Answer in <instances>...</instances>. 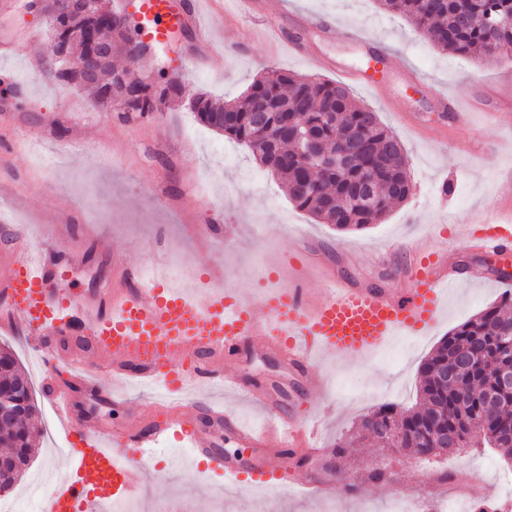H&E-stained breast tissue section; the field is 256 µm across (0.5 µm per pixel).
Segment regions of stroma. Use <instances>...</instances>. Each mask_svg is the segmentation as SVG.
<instances>
[{"mask_svg": "<svg viewBox=\"0 0 512 512\" xmlns=\"http://www.w3.org/2000/svg\"><path fill=\"white\" fill-rule=\"evenodd\" d=\"M261 2L259 14L251 13L244 0H220L213 7L211 21L220 37L204 63L195 61L197 47L190 34L150 50L137 65L140 75L151 80L179 77L183 95L143 117L118 120L73 86L31 77L29 89L41 99V107L31 111L17 99L0 109V137L22 143L18 152L0 154V208L14 220L10 226L0 223V252L8 246L11 226L25 227L32 236L43 220L62 226V243L73 250L72 271L62 286L75 304L110 287L113 264L162 266L175 256L194 262L199 273L215 268L226 287L248 296L260 294L261 278L287 288L299 275L319 295L333 276L358 286L407 287L409 256L399 243L423 238L429 225H442L456 240L450 258L461 262L466 273L446 294V311L426 335L400 337L390 352L324 358V386L310 393L299 373L271 350L257 346L243 358L240 371L253 381L276 385L281 412H296L303 422L318 421V436L329 448L383 403L415 405L420 368L429 352L505 291L490 270L497 255L472 253L465 230L490 202L497 174L512 171V99L500 91L498 65L441 52L378 0ZM26 4L17 0L15 10L0 12V42L10 40L20 27L33 34L12 55L0 56V98L11 93L12 71L23 69L30 57L47 54L49 29L45 20L28 13ZM324 14L335 18L337 29L384 44V89L355 83L351 90L398 136L413 183L406 202L360 231H338L297 208L277 177L241 145L225 156L227 138L201 123L189 105L201 91L227 102L237 99L255 78L273 70L336 82L339 68L366 67L363 48L321 37L312 21ZM274 21L302 39L307 56L293 55L287 43L268 40L267 27ZM441 90L464 93L473 114L470 126L451 130L436 112L433 95ZM204 207L220 215L221 235L192 233L187 217ZM298 248L311 254L299 275L286 266L290 251ZM4 345L18 358L36 396L31 460L20 479L0 492L2 501L25 502L34 489H48L47 475L67 464L53 446L54 413L46 398L63 376L40 372L37 353L21 334L0 333ZM121 394L125 405L118 408L75 393L74 411L119 432L139 423L143 408L158 399L156 388L139 384ZM375 466L385 469L383 482L369 481ZM146 468L147 502L186 512H266L270 505L277 512H391L404 493L417 512H431L463 487L490 498H512V484L498 480L512 463L494 448L425 460L370 445L337 465L326 458L298 462L292 479L320 476L334 483L332 497L297 489L256 494L230 483L208 501H197L191 493L206 485L203 464L190 449L168 444L149 451ZM442 472L452 473L453 482L440 481Z\"/></svg>", "mask_w": 512, "mask_h": 512, "instance_id": "stroma-1", "label": "stroma"}]
</instances>
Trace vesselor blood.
Returning a JSON list of instances; mask_svg holds the SVG:
<instances>
[{
  "instance_id": "b4317fda",
  "label": "vessel or blood",
  "mask_w": 512,
  "mask_h": 512,
  "mask_svg": "<svg viewBox=\"0 0 512 512\" xmlns=\"http://www.w3.org/2000/svg\"><path fill=\"white\" fill-rule=\"evenodd\" d=\"M137 12L139 36L148 45L165 43L188 18L199 41L212 43L195 0H137ZM477 221L480 231L469 236L475 251H512V185ZM27 239L24 233L15 238V255L0 278V327L22 324L37 341L42 368L65 370L72 386L109 400L117 388L139 381L160 386L164 400L150 409L148 430L131 428L115 435L75 416L70 388L53 393L57 426L70 447L66 473L41 493L38 512H109L114 502L138 497L147 469L134 451L162 441L190 448L209 469L225 476L246 475L255 485L277 489L288 449L311 458L327 451L316 426L284 416L267 388L242 374H228V367L238 365L247 347L260 342L299 370L311 389H319L320 353L358 356L381 349L393 336L424 334L439 320L443 298L461 276L448 260L451 245L443 234L414 243L410 286L402 294L339 280L319 298L297 286L251 299L209 277L188 291L148 276L143 266L129 265L114 269L107 295L74 305L60 286L71 269L68 252L45 240L30 254ZM63 336L85 337L106 357L112 388L101 386L81 351H58ZM224 387L265 412L263 429L242 426L222 402L199 395ZM224 427L256 448L248 468L216 451Z\"/></svg>"
}]
</instances>
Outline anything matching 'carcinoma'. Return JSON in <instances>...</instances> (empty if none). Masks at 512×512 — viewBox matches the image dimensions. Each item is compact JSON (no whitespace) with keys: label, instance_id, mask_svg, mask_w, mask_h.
Segmentation results:
<instances>
[{"label":"carcinoma","instance_id":"obj_1","mask_svg":"<svg viewBox=\"0 0 512 512\" xmlns=\"http://www.w3.org/2000/svg\"><path fill=\"white\" fill-rule=\"evenodd\" d=\"M405 17L439 49L458 55L487 56L500 51L512 61V24H494L512 16V0H378ZM50 27L49 67L63 84L83 90L93 105L124 103L122 117L151 113L156 103L181 97L182 83L170 78L126 89L123 70L104 66L88 81L82 70L91 42H71L57 0H46ZM101 15L74 23L88 27L95 39L112 44L120 56L126 36L122 13L100 0ZM194 100L199 120L247 148L280 180L288 199L319 222L338 231L363 230L378 223L412 194L404 149L377 112L357 104L350 90L336 82L281 72L255 80L244 95L220 103L205 92ZM353 142L351 156L324 166L315 157L341 152ZM512 292L455 327L421 366L423 406L397 414L391 404L366 414L358 432L384 448L437 457L467 448H498L512 457V385L499 374L508 363L512 341ZM0 402L17 409L14 420L0 424V490L9 488L29 464L35 403L31 382L11 351L0 348ZM460 447H438L444 433Z\"/></svg>","mask_w":512,"mask_h":512}]
</instances>
